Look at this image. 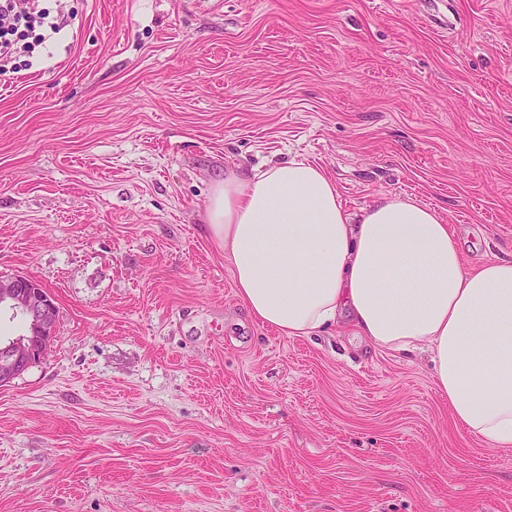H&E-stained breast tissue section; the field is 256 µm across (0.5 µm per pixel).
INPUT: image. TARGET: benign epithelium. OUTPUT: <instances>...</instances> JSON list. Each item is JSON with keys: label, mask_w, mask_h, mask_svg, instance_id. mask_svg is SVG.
<instances>
[{"label": "benign epithelium", "mask_w": 512, "mask_h": 512, "mask_svg": "<svg viewBox=\"0 0 512 512\" xmlns=\"http://www.w3.org/2000/svg\"><path fill=\"white\" fill-rule=\"evenodd\" d=\"M7 307L26 322V333L0 343V385H6L29 366L41 362L54 332L56 302L39 281L17 274L0 273V308Z\"/></svg>", "instance_id": "obj_1"}]
</instances>
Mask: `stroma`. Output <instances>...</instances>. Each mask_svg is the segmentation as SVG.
Wrapping results in <instances>:
<instances>
[{"label":"stroma","instance_id":"35a3bbf8","mask_svg":"<svg viewBox=\"0 0 512 512\" xmlns=\"http://www.w3.org/2000/svg\"><path fill=\"white\" fill-rule=\"evenodd\" d=\"M0 88V272L55 297L0 387V512H512V448L426 355L263 326L204 215L226 165L305 159L512 255V0H47Z\"/></svg>","mask_w":512,"mask_h":512}]
</instances>
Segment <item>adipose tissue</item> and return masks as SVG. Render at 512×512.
I'll use <instances>...</instances> for the list:
<instances>
[{
    "mask_svg": "<svg viewBox=\"0 0 512 512\" xmlns=\"http://www.w3.org/2000/svg\"><path fill=\"white\" fill-rule=\"evenodd\" d=\"M205 222L257 322L301 338L345 320L379 349L428 353L455 422L512 448V257L465 267L436 209L399 196L347 209L300 160L229 165Z\"/></svg>",
    "mask_w": 512,
    "mask_h": 512,
    "instance_id": "obj_1",
    "label": "adipose tissue"
}]
</instances>
